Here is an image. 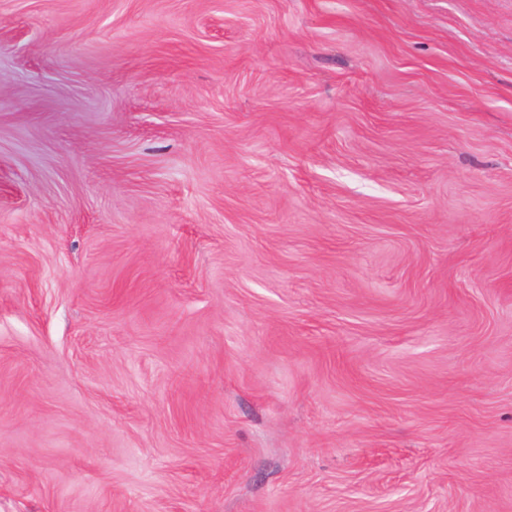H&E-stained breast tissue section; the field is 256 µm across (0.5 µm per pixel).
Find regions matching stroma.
Returning <instances> with one entry per match:
<instances>
[{
	"label": "stroma",
	"mask_w": 512,
	"mask_h": 512,
	"mask_svg": "<svg viewBox=\"0 0 512 512\" xmlns=\"http://www.w3.org/2000/svg\"><path fill=\"white\" fill-rule=\"evenodd\" d=\"M0 512H512V0H0Z\"/></svg>",
	"instance_id": "1"
}]
</instances>
